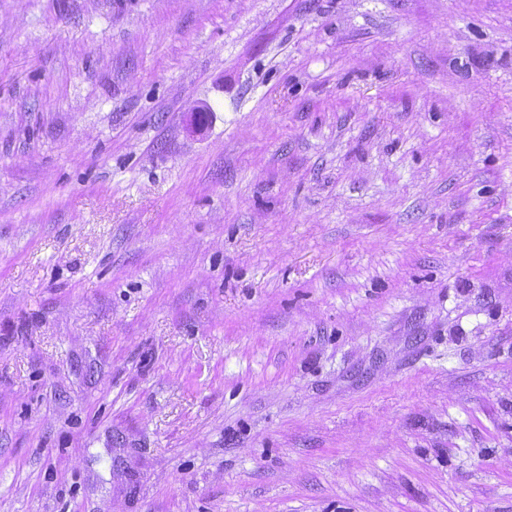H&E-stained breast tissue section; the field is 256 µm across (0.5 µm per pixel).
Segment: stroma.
<instances>
[{
	"label": "stroma",
	"instance_id": "stroma-1",
	"mask_svg": "<svg viewBox=\"0 0 512 512\" xmlns=\"http://www.w3.org/2000/svg\"><path fill=\"white\" fill-rule=\"evenodd\" d=\"M0 512H512V0H0Z\"/></svg>",
	"mask_w": 512,
	"mask_h": 512
}]
</instances>
